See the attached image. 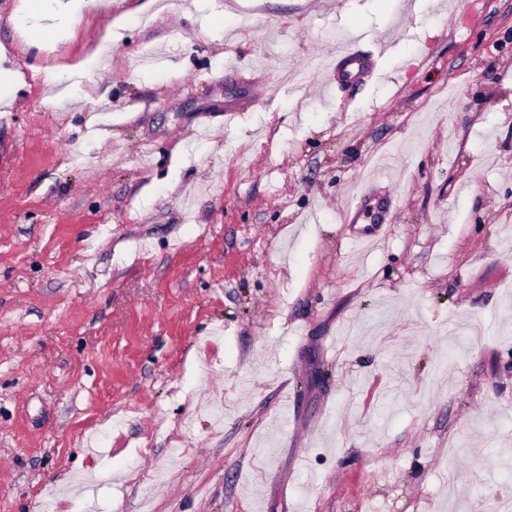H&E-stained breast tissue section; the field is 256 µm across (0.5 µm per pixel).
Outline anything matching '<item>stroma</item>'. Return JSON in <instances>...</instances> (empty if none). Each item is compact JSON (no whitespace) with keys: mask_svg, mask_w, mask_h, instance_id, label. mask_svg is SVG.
<instances>
[{"mask_svg":"<svg viewBox=\"0 0 512 512\" xmlns=\"http://www.w3.org/2000/svg\"><path fill=\"white\" fill-rule=\"evenodd\" d=\"M24 4L0 0V512L512 496V0H112L48 53ZM380 42L337 86L336 47Z\"/></svg>","mask_w":512,"mask_h":512,"instance_id":"1","label":"stroma"}]
</instances>
